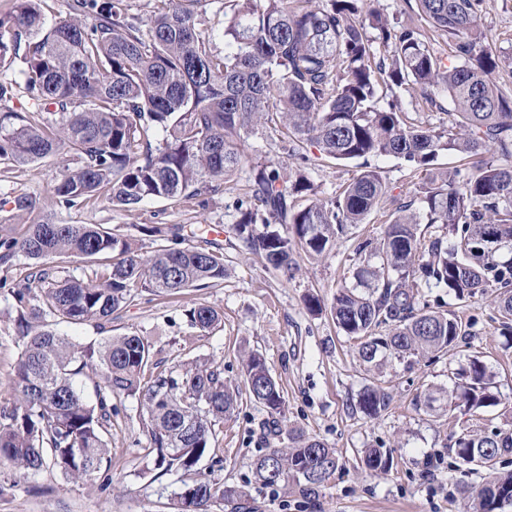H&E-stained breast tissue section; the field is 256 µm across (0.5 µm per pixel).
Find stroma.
I'll use <instances>...</instances> for the list:
<instances>
[{
  "instance_id": "1",
  "label": "stroma",
  "mask_w": 512,
  "mask_h": 512,
  "mask_svg": "<svg viewBox=\"0 0 512 512\" xmlns=\"http://www.w3.org/2000/svg\"><path fill=\"white\" fill-rule=\"evenodd\" d=\"M484 38L493 44L505 68L512 69V0H486L482 18ZM294 144L284 135L263 131L246 144L248 156L273 161L294 170ZM305 172L320 199L334 197L352 181L361 167L355 160H327L311 151ZM68 154L32 165H0V235L22 237L31 224H101L131 239L140 253L151 254L170 238L176 225L191 226L192 245L214 242L224 250L227 274L208 288L189 289L172 298L135 297L111 324L63 325V332L81 344L99 343L102 336L136 334L152 342L153 361L164 373L179 374L183 363L215 360L224 365V379L245 388L240 354L254 350L266 360L280 384L285 408L280 419L283 436L265 438L261 424L267 414L258 404L242 399L226 417L217 436L216 458L196 466L200 479L244 487L252 512H467L456 490L460 476L448 449L451 434L486 431L502 425V409L512 406V347L500 336L497 314L489 296L460 302L441 290L423 291V300L444 304L462 321L467 338L444 354H428L412 368L386 363L366 371L356 357V343L332 321L326 310L336 291L355 286L353 270L361 261L359 242L379 238L396 214L397 203L409 202L420 180L394 157L372 160L387 184L391 200L372 213L367 222L351 228L321 257L296 251V268L286 276L268 267L262 255L247 249L234 231L235 197L248 189V171L218 191L178 202L152 199L133 209L113 207L108 200H92L66 208L54 201V185ZM27 195L34 209L17 210L14 199ZM323 308L316 311L309 297ZM214 307L222 322L206 332L190 327L184 305ZM12 299L0 288V406L11 405L14 395L3 380L13 370L19 353ZM480 357L494 373L495 407L454 410L451 416L432 417L416 410L417 395L449 386L451 372ZM374 384L390 396L388 409L369 417L357 407L365 385ZM118 410L112 419V484L101 489L99 480L74 483L47 470L19 485L0 486V512H175L176 476L159 475L145 455L146 439L138 398L113 399ZM297 429L336 449L340 467L319 497L308 501L288 487L257 484L254 459L265 449L287 445V430ZM387 451L393 461L383 471L366 468L363 451Z\"/></svg>"
}]
</instances>
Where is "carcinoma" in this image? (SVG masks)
Here are the masks:
<instances>
[{"label":"carcinoma","mask_w":512,"mask_h":512,"mask_svg":"<svg viewBox=\"0 0 512 512\" xmlns=\"http://www.w3.org/2000/svg\"><path fill=\"white\" fill-rule=\"evenodd\" d=\"M40 2L16 0L13 13L0 17V59L21 56L17 77L0 80V103L21 90L36 105L28 116L0 115V164H34L65 150L76 167L61 174L56 202L75 207L104 197L119 208L216 191L246 165L251 178L234 201L236 235L290 275L295 246L312 256L327 253L337 236L365 223L388 189L376 170L365 169L324 202L303 168L292 174L272 161H252L243 150L248 139L284 129L303 163L308 145L329 160L396 157L420 174L419 207H399L378 246L359 244V253L380 262L356 267L359 287L336 292V326L358 341L367 368L392 359L411 367L465 336L456 314L420 302L421 288H446L458 301L490 295L501 335L512 337V84L500 76L497 50L481 38L486 0H403L415 16L405 24L363 10L362 0H154L145 19L131 12L130 0H73L70 13L49 25ZM427 30L448 43L454 64L430 50ZM218 35L222 51L214 47ZM410 85L426 108L441 107L442 95L450 99L448 128L407 121L393 92ZM445 154L464 163L436 166ZM419 224H446L451 237L425 243ZM186 239L177 231L145 257L97 224H31L19 239L0 237V264L19 255L36 264L55 256L112 260L82 277L41 269L11 287L0 283L14 300L19 340L9 378L18 400L0 407V474L18 483L52 469L108 488L112 398L138 394L147 455L160 474L180 482L178 512H210L218 501L231 512L250 510L244 488L192 477L237 405L239 390L224 383L221 365L195 361L177 377L154 376L152 345L143 336L107 337L94 349L58 330L61 323L100 327L144 292L172 297L224 280L221 248L200 249ZM185 316L201 331L222 321L203 303ZM383 325L385 334L378 332ZM242 369L250 399L269 416L270 434L280 435L279 383L256 352L244 354ZM86 370L101 377L93 401L76 382ZM444 399L467 410L501 404L492 372L477 357L454 373L448 392L428 391L417 405L433 415ZM389 404L372 385L358 406L376 417ZM449 448L467 466L456 488L471 512H503L500 503L512 502V472L497 463L512 453V430H466ZM389 463L378 449L366 452L372 471ZM338 469L335 449L295 430L287 446L254 461L264 485H291L306 497L318 495ZM479 471L484 483L477 488L465 477Z\"/></svg>","instance_id":"carcinoma-1"}]
</instances>
